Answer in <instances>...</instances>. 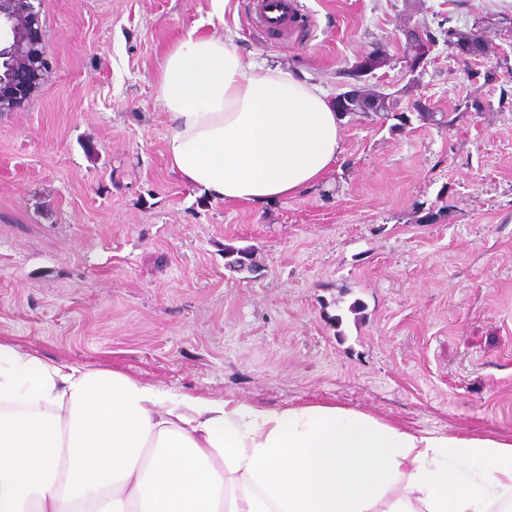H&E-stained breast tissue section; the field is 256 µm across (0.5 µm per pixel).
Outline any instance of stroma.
I'll return each mask as SVG.
<instances>
[{
    "label": "stroma",
    "mask_w": 512,
    "mask_h": 512,
    "mask_svg": "<svg viewBox=\"0 0 512 512\" xmlns=\"http://www.w3.org/2000/svg\"><path fill=\"white\" fill-rule=\"evenodd\" d=\"M300 3L304 31L281 41L250 0L220 19L210 0H42L49 67L0 112V343L163 389L512 439V34L497 22L512 0ZM415 24L471 32L487 54L439 41L409 70ZM194 26L330 95L390 94L410 122L348 115L325 181L212 200L170 170L156 92ZM372 51L387 65L355 77ZM228 247L253 269L228 268Z\"/></svg>",
    "instance_id": "35a3bbf8"
}]
</instances>
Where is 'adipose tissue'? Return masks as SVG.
Instances as JSON below:
<instances>
[{"mask_svg": "<svg viewBox=\"0 0 512 512\" xmlns=\"http://www.w3.org/2000/svg\"><path fill=\"white\" fill-rule=\"evenodd\" d=\"M156 90L170 169L212 199L296 197L342 152L328 92L231 39L187 30ZM0 512H512V439L165 390L0 343Z\"/></svg>", "mask_w": 512, "mask_h": 512, "instance_id": "adipose-tissue-1", "label": "adipose tissue"}]
</instances>
